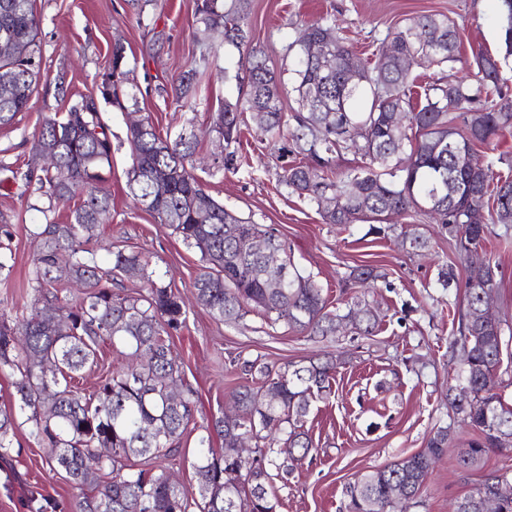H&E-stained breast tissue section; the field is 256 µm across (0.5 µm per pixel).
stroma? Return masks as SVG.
<instances>
[{
  "label": "stroma",
  "instance_id": "35a3bbf8",
  "mask_svg": "<svg viewBox=\"0 0 512 512\" xmlns=\"http://www.w3.org/2000/svg\"><path fill=\"white\" fill-rule=\"evenodd\" d=\"M41 48V79L28 110L14 123L0 127V213L14 226L9 242L12 279L0 282V321H14L6 298L30 301L28 268L36 250L32 236L41 213L31 210L21 189L9 180L11 169L31 158L30 140L45 119L67 109L81 97L97 98L98 109L112 139V164L104 171L103 188L112 209L100 226V241L113 249L149 256L162 282L174 283L184 297L200 268L197 248L186 245L171 228L143 210L127 185L130 150L126 125L131 113L151 116L160 131L188 126L197 134L203 165L194 170L206 192L245 220L270 227L290 244L295 264L313 273L332 306L344 307L360 297L382 313L373 335L337 332L324 341L284 326H269L246 315L225 325L200 307H191L187 323L174 333L173 347L182 362V378L197 392L191 422L168 458V472L187 491H195L193 453L212 416L232 406L230 392L245 384L239 360L259 358L279 366L305 364L332 352L340 356L333 393L316 403L307 421L316 452L278 482L277 512H342L343 490L358 473L420 451L431 431L451 427L455 441L438 461L409 512H449L486 475L512 476V450L491 451L476 470L457 463L474 432L458 423L445 398L461 366L454 343L464 307L463 289L442 287L441 270L454 268L466 278V264L449 246L440 225L423 216L398 218L397 228L416 224L429 241L427 250L401 247L396 236L383 239L359 222L344 227L324 223L315 206L279 186L288 151L270 150L257 128L242 135L251 167L230 172L214 163L221 148L210 128L220 101L236 100L246 91L247 72L236 49L223 46L220 32L203 31L196 21L195 0H153L136 13L130 0H36ZM443 13L461 33L457 61L441 70L442 78L474 69L477 53L499 54L500 0H252L248 27L251 45L270 69L294 80V59L286 48L302 24L335 17L349 47L367 58L387 45L388 34L407 18ZM122 45L129 78L141 90L138 101L117 106L98 98V87L112 69V49ZM204 66L205 83L187 101H176L171 83L182 71ZM503 225L493 231L476 255L498 266L500 287L492 302L504 319L502 362L496 390L512 403V247L503 248ZM377 267L382 277L363 288L349 280L352 268ZM76 491L65 475L49 471L42 451L19 423L14 448L0 458V512H34L36 500L54 503V512H71Z\"/></svg>",
  "mask_w": 512,
  "mask_h": 512
}]
</instances>
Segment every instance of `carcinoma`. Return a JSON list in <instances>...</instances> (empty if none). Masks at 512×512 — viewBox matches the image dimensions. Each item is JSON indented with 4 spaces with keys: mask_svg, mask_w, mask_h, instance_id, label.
Masks as SVG:
<instances>
[{
    "mask_svg": "<svg viewBox=\"0 0 512 512\" xmlns=\"http://www.w3.org/2000/svg\"><path fill=\"white\" fill-rule=\"evenodd\" d=\"M501 9L503 55L477 54L475 72L429 85L417 102L411 68H440L457 58L459 32L444 14L410 18L371 68L349 48L336 19L301 28L288 45L299 105L291 114L283 111L281 76L250 52L244 61L246 98L224 101L213 118L212 132L225 151L221 167L238 171L243 166L231 146L240 142L248 112L268 144L289 142L291 152L302 156L282 168L278 185L315 205L325 223L350 226L369 217L379 221L370 232L386 237L393 225L382 220L414 211L441 224L459 254L478 251L492 225L512 224V180L496 176L487 152L493 140L512 132V111L498 109L505 97L500 68L512 58V0H501ZM249 11L250 0L229 5L196 0L195 15L204 30H223L224 42L240 49L248 40ZM38 29L35 0H0V127L29 108L39 76ZM16 46L25 49V58L16 55ZM202 75L195 68L182 72L172 86L176 100L194 96ZM128 81L118 44L101 97L119 100ZM127 141L132 197L138 204L151 199L145 210L199 249L203 267L192 288L215 321L232 324L256 310L273 325L323 338L343 326L358 334L373 332L381 321L376 309L360 299L345 311L328 309L313 274L298 269L274 231L230 213L205 191L189 170L198 150L193 134L163 136L147 117L143 129L128 130ZM346 152L368 163L338 173L332 162ZM31 153L35 162L11 171L12 180L50 200L79 201L64 224L51 216L52 209L41 210L45 222L34 232L38 246L27 276L34 301L21 305L17 327L0 323V366L19 373L17 408L0 409V456L12 451L17 416L24 414L29 435L45 449L49 470L65 472L81 490L72 512H276L273 483L314 450L307 418L312 402L331 394L336 362L327 358L278 367L243 361V372L257 376L258 385L234 389L238 413L214 417L198 437L193 463L198 498L173 484L161 464L149 471L123 469L121 461L131 456L168 457L193 416L197 400L191 387L179 402L168 400L169 388L182 376L169 338L186 326V302L177 288L154 278L149 259L140 253L118 250L109 265L98 262L97 217L112 205L99 184L101 171L111 166L112 141L93 98L48 118L33 135ZM48 154L52 165L36 163ZM253 235L265 237L278 253L279 269H269L252 250ZM119 276L140 278L141 293L113 292ZM379 277L371 265L349 274L356 283ZM72 282L81 288L77 299L63 301L52 292ZM498 286L493 266H467L466 306L458 327L463 367L457 385L448 388L455 414L477 432L458 459L467 469L493 448H512V404L495 392L502 322L487 320L483 309ZM107 340L131 351L136 362L87 391L76 379L96 362ZM215 435L226 449L240 440L254 443L252 459L230 468L212 448ZM451 441V428L439 427L422 450L357 475L345 486L346 512H390L395 484L406 490L403 502L415 503ZM107 467L112 480L102 483L99 473ZM500 481L508 486L505 512H512V478L505 474L484 479L462 498L470 512H479L475 501L482 490ZM86 487L94 493H85Z\"/></svg>",
    "mask_w": 512,
    "mask_h": 512,
    "instance_id": "obj_1",
    "label": "carcinoma"
}]
</instances>
